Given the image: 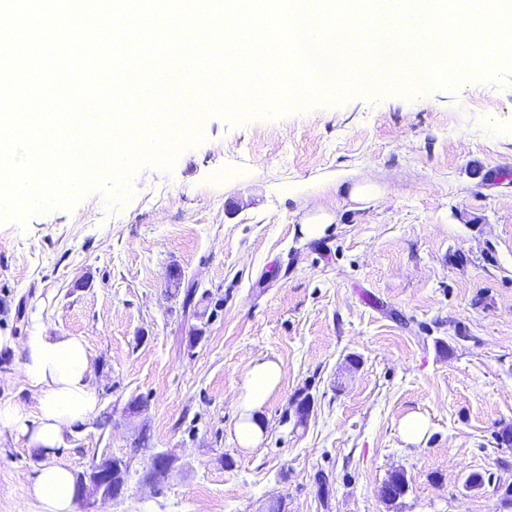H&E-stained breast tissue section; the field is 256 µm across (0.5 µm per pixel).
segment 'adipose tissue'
<instances>
[{
    "instance_id": "ef3b65f1",
    "label": "adipose tissue",
    "mask_w": 512,
    "mask_h": 512,
    "mask_svg": "<svg viewBox=\"0 0 512 512\" xmlns=\"http://www.w3.org/2000/svg\"><path fill=\"white\" fill-rule=\"evenodd\" d=\"M19 358L18 372L36 397L33 410L0 403V427L10 429L24 447L51 454L61 448L65 435L78 431L99 411V400L91 385L93 353L83 338L54 335L40 323H32L30 334L16 342L0 334V348ZM282 363L274 358L256 360L245 372L235 397L238 422L235 436L240 447L252 448L264 433L263 407L278 389ZM31 492L43 512H73L75 477L63 465L48 463L33 477Z\"/></svg>"
}]
</instances>
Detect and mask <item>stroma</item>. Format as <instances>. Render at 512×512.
Listing matches in <instances>:
<instances>
[{"instance_id":"1","label":"stroma","mask_w":512,"mask_h":512,"mask_svg":"<svg viewBox=\"0 0 512 512\" xmlns=\"http://www.w3.org/2000/svg\"><path fill=\"white\" fill-rule=\"evenodd\" d=\"M200 131L171 170H138L128 201L94 191L0 222V332L24 339L36 319L97 360L100 410L56 463L127 461L124 500L99 512H512L496 439L512 429V68L412 98L210 114ZM175 272L218 304L193 346ZM263 357L283 376L246 451L233 396ZM415 412L430 427L410 444ZM155 452L174 469L146 485ZM46 461L0 429V512H41ZM395 472L408 490L387 504Z\"/></svg>"}]
</instances>
